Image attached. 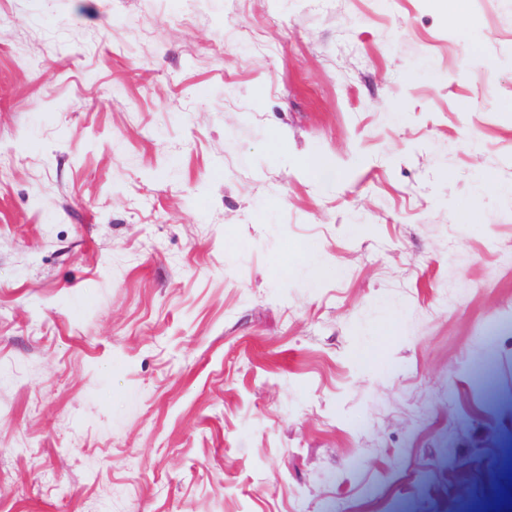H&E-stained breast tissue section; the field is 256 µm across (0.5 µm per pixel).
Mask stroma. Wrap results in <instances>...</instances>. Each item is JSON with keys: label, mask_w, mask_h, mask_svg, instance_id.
<instances>
[{"label": "stroma", "mask_w": 512, "mask_h": 512, "mask_svg": "<svg viewBox=\"0 0 512 512\" xmlns=\"http://www.w3.org/2000/svg\"><path fill=\"white\" fill-rule=\"evenodd\" d=\"M0 156V512L512 500V0H0Z\"/></svg>", "instance_id": "obj_1"}]
</instances>
